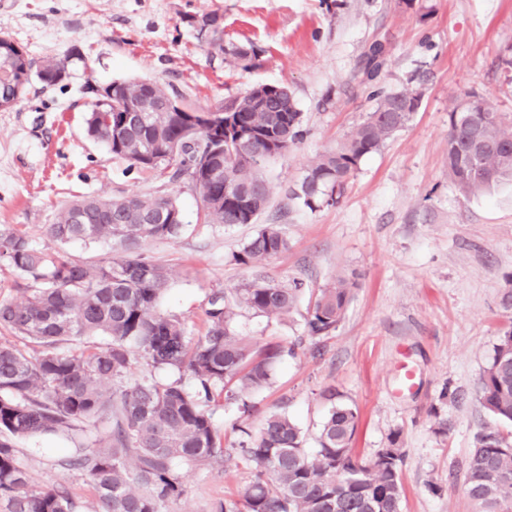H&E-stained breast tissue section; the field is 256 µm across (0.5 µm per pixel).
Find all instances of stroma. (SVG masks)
Here are the masks:
<instances>
[{
	"mask_svg": "<svg viewBox=\"0 0 512 512\" xmlns=\"http://www.w3.org/2000/svg\"><path fill=\"white\" fill-rule=\"evenodd\" d=\"M212 13L223 28L217 46L197 26ZM0 35L35 65H67L62 81L31 79L18 103L0 110V225L95 262L111 256L112 243L61 245L47 234L66 202L171 194L183 233L146 240L142 249L173 271L159 310L183 319L194 337L206 333L208 294L252 275L233 254L260 225H282L290 248L265 272L303 279L307 291L284 319L244 312L237 325L257 345L295 353L275 364L269 387L250 393V417L211 404L225 447L240 438L235 423L255 432L273 411L286 412L315 447L332 390L360 412L359 459L400 448L403 512H475L463 484L477 438L487 430L512 435L477 396L500 336L512 329V306L503 304L512 293V182L460 192L448 178L446 135L454 102L468 94L492 97L512 115V0H0ZM377 40L387 54L371 81L366 53ZM237 47L256 58L235 60ZM123 78L156 82L197 112L258 85L289 88L305 134L260 169L272 195L255 223H204L189 183L131 168L87 136L95 89ZM408 86L421 94L417 112L361 160L335 205L312 211L289 199L304 170L372 112L375 91ZM351 274L359 286L343 320L312 342L304 335L310 290ZM94 439L88 432L15 446L31 487L65 486L82 512H92L89 481L62 461ZM251 472L236 458L201 467L168 510L215 512L240 497Z\"/></svg>",
	"mask_w": 512,
	"mask_h": 512,
	"instance_id": "35a3bbf8",
	"label": "stroma"
}]
</instances>
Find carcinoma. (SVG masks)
Here are the masks:
<instances>
[{
  "mask_svg": "<svg viewBox=\"0 0 512 512\" xmlns=\"http://www.w3.org/2000/svg\"><path fill=\"white\" fill-rule=\"evenodd\" d=\"M382 43L366 54L368 72L379 74ZM31 67L13 40L0 39V109L13 106V84ZM45 84L66 74L61 60L46 62ZM121 98L86 117L87 134L112 155L143 172L170 170L199 193L208 224H252L269 201L270 187L256 175L265 159L284 156L303 133V115L285 86L263 85L265 110L254 103L257 90L224 103L223 118L255 135L241 143L211 131L205 112H166L170 95L142 79L120 80ZM368 118L336 149L304 171L290 196L311 211L336 203L360 161L378 151L417 111L421 94L409 88L375 94ZM145 106L128 113L118 127L115 108L126 100ZM199 130L194 148L182 140L190 121ZM448 176L462 192L484 191L512 181V121L487 97L466 96L449 114ZM183 213L176 199L162 192L112 198L77 197L59 212L47 233L56 242L112 240L120 254L88 264L37 247L11 226L0 227V260L27 281L20 301H0V327L40 347L30 356L16 346L0 345V500L7 512H78L59 485L32 490L13 439L71 437L83 425L109 419L105 444L85 448L62 461L82 472L95 491L96 512H162L186 492L190 473L221 462L224 436L214 425V394L237 405L244 415L255 406L250 392L272 383L279 344L258 347L237 330V311L267 319L294 308L304 283L278 281L260 267L290 247L278 224L264 225L233 255L253 270L250 280L208 296L206 335L189 336L184 321L158 310L171 272L141 252L147 239L180 235ZM354 279L340 276L313 294L305 317L308 338L331 335L353 299ZM101 341L79 352L62 349L76 340ZM138 351L154 371L176 372L165 382L143 376L124 385ZM189 375L193 385L185 383ZM332 402L309 450L286 413L268 415L257 435L240 427L236 452L255 464L241 500L216 512H401V449L384 448L363 464L353 457L360 424L356 408ZM480 404L497 420L512 424V330L500 337L478 388ZM464 494L480 512H512V441L496 431L479 436L468 459Z\"/></svg>",
  "mask_w": 512,
  "mask_h": 512,
  "instance_id": "carcinoma-1",
  "label": "carcinoma"
}]
</instances>
